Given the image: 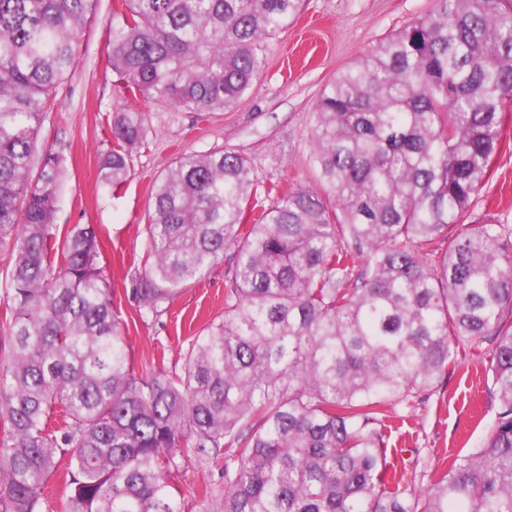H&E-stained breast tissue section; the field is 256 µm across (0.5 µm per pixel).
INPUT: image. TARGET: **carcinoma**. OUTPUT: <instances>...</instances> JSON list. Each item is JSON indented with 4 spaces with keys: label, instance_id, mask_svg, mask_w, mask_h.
I'll list each match as a JSON object with an SVG mask.
<instances>
[{
    "label": "carcinoma",
    "instance_id": "cac0c4a2",
    "mask_svg": "<svg viewBox=\"0 0 512 512\" xmlns=\"http://www.w3.org/2000/svg\"><path fill=\"white\" fill-rule=\"evenodd\" d=\"M303 0H118L123 92L218 112L250 93ZM97 0H0V512H184L182 449L223 462L197 512H512V232L466 224L512 106V0H438L323 88L321 190L259 191L234 151L184 152L156 183L133 279L155 318L230 255L224 318L182 372L137 375L94 228L59 232L66 158L37 153ZM102 185L126 180L145 113L115 112ZM256 215L253 223L246 220ZM489 343L483 447L420 494L389 476L383 406ZM65 478L61 470L54 473L47 481L44 491L46 499L45 512H66L64 505L68 491L65 488Z\"/></svg>",
    "mask_w": 512,
    "mask_h": 512
}]
</instances>
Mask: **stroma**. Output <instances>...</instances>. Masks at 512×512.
<instances>
[{
  "instance_id": "1",
  "label": "stroma",
  "mask_w": 512,
  "mask_h": 512,
  "mask_svg": "<svg viewBox=\"0 0 512 512\" xmlns=\"http://www.w3.org/2000/svg\"><path fill=\"white\" fill-rule=\"evenodd\" d=\"M116 0H98L85 24L65 87L39 132L41 146L63 150L66 176L56 199L60 228L90 224L112 279L114 310L125 326L137 374L178 371L188 339L224 316L228 263L178 292L159 318L140 315L131 277L146 249L151 189L182 152L228 149L246 155L262 188L317 189L310 131L325 85L394 36L437 0H305L298 19L270 41L251 92L221 112H185L175 104L125 97L108 61ZM143 110L149 128L133 152L126 183L112 190L98 178L110 146L114 113ZM468 224L512 226V108L485 188L464 216ZM485 347L459 349L445 378L419 396L388 404L391 462L412 491L425 490L437 468L482 447L498 405L486 388ZM190 512L207 489L222 486L219 467L190 461L176 480Z\"/></svg>"
}]
</instances>
